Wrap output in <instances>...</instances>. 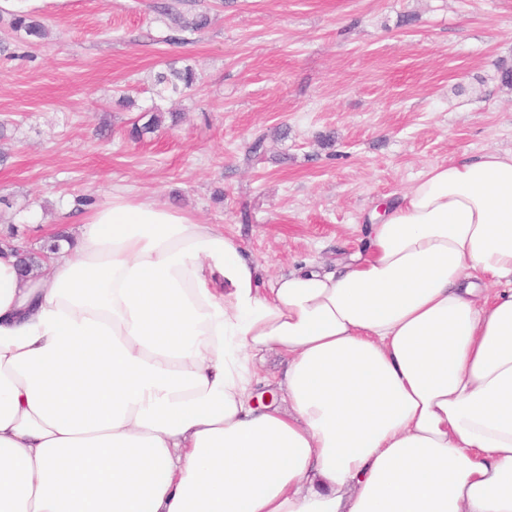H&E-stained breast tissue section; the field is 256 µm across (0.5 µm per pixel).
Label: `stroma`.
Listing matches in <instances>:
<instances>
[{
    "label": "stroma",
    "mask_w": 512,
    "mask_h": 512,
    "mask_svg": "<svg viewBox=\"0 0 512 512\" xmlns=\"http://www.w3.org/2000/svg\"><path fill=\"white\" fill-rule=\"evenodd\" d=\"M167 2L0 0V242L37 274L116 189L223 225L262 277L329 269L430 166L512 152V0H178L210 18L184 32ZM17 11L47 38L11 32ZM172 63L194 91L155 86Z\"/></svg>",
    "instance_id": "obj_1"
}]
</instances>
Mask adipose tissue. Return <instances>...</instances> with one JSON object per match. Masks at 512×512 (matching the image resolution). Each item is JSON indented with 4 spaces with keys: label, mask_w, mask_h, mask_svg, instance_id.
Here are the masks:
<instances>
[{
    "label": "adipose tissue",
    "mask_w": 512,
    "mask_h": 512,
    "mask_svg": "<svg viewBox=\"0 0 512 512\" xmlns=\"http://www.w3.org/2000/svg\"><path fill=\"white\" fill-rule=\"evenodd\" d=\"M50 259L0 246V512H512V154L431 166L332 271L263 282L119 191Z\"/></svg>",
    "instance_id": "ef3b65f1"
}]
</instances>
